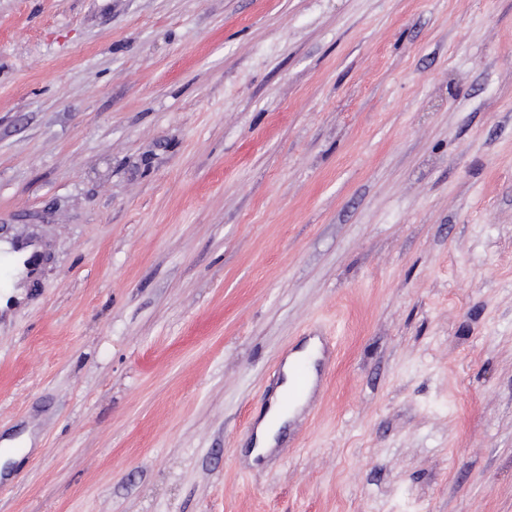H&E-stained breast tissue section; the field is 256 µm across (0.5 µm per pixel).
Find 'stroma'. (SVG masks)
Returning <instances> with one entry per match:
<instances>
[{
	"instance_id": "35a3bbf8",
	"label": "stroma",
	"mask_w": 512,
	"mask_h": 512,
	"mask_svg": "<svg viewBox=\"0 0 512 512\" xmlns=\"http://www.w3.org/2000/svg\"><path fill=\"white\" fill-rule=\"evenodd\" d=\"M0 224V512H512V0H0ZM317 341L311 340L302 350L292 354L284 364L283 373L285 379L276 392V403L274 402L269 410L260 418L255 431L256 448H252L250 458L267 453L272 446L277 443V436L288 419L294 417L300 410L309 391V375L306 365L303 362H296L291 370L292 397L288 398V406L302 400L295 408L294 412L287 415H280V404L288 393L290 380H288V363L291 359L304 358L312 356L317 350ZM278 417L276 422L275 419Z\"/></svg>"
}]
</instances>
